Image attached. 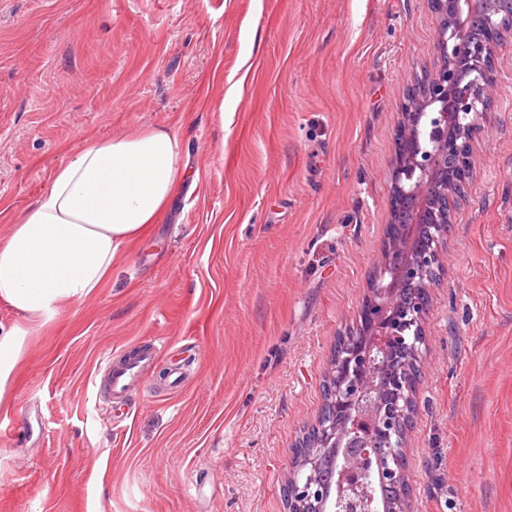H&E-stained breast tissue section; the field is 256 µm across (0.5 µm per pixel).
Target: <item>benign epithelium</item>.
Here are the masks:
<instances>
[{
	"label": "benign epithelium",
	"mask_w": 512,
	"mask_h": 512,
	"mask_svg": "<svg viewBox=\"0 0 512 512\" xmlns=\"http://www.w3.org/2000/svg\"><path fill=\"white\" fill-rule=\"evenodd\" d=\"M444 0H436L439 24L435 42L437 64L425 78L423 106L429 108L427 122L432 136L424 138L416 125L408 126L393 169L394 196L426 194L433 179L444 168L448 153L456 143L435 136L454 121L463 129L474 125L486 114L489 79L480 68L461 71L456 61L463 55L495 56L494 44L470 43L464 37V16L474 0H455L456 17L448 21L442 12ZM431 224V248L413 253L402 265L390 268V281L379 279L373 286L363 311L371 336L367 347L346 341L336 359V404L348 409L344 426L333 416L318 418L315 427L321 439L319 447L308 451L300 465L291 468L287 480V506L297 512L315 508L317 512H386V504L371 496L367 478L374 476L385 484L404 477L398 459L401 447L396 416L400 402L383 407L375 400L382 387L401 396L406 387L405 369L388 361L387 355L403 347L416 348L422 341V321L428 311L418 304L404 305L398 299L399 288L419 282L429 289L427 274L442 267V244L448 237V200L428 207L424 214ZM344 448V464L336 473V484L327 489L318 474L333 448Z\"/></svg>",
	"instance_id": "7a95c632"
}]
</instances>
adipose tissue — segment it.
I'll use <instances>...</instances> for the list:
<instances>
[{
  "instance_id": "1",
  "label": "adipose tissue",
  "mask_w": 512,
  "mask_h": 512,
  "mask_svg": "<svg viewBox=\"0 0 512 512\" xmlns=\"http://www.w3.org/2000/svg\"><path fill=\"white\" fill-rule=\"evenodd\" d=\"M185 178L176 135L148 130L84 144L0 239V303L19 316L0 325V395L31 328L88 298L124 246L159 223Z\"/></svg>"
}]
</instances>
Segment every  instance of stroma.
<instances>
[{"mask_svg":"<svg viewBox=\"0 0 512 512\" xmlns=\"http://www.w3.org/2000/svg\"><path fill=\"white\" fill-rule=\"evenodd\" d=\"M430 0H0V237L92 140L174 132L189 176L34 327L0 512H286L336 339L384 263ZM470 142L404 449L410 512H512V34ZM164 349L127 397L106 359Z\"/></svg>","mask_w":512,"mask_h":512,"instance_id":"35a3bbf8","label":"stroma"}]
</instances>
